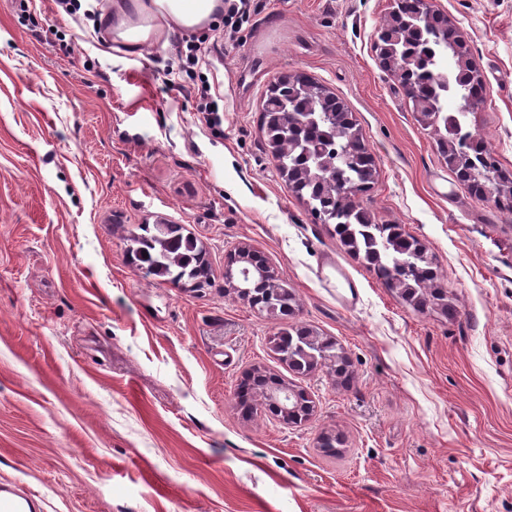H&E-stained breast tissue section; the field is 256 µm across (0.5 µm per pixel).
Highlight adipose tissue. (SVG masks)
Masks as SVG:
<instances>
[{
    "label": "adipose tissue",
    "instance_id": "adipose-tissue-1",
    "mask_svg": "<svg viewBox=\"0 0 512 512\" xmlns=\"http://www.w3.org/2000/svg\"><path fill=\"white\" fill-rule=\"evenodd\" d=\"M221 6L222 0H112L111 14L101 15L100 21L112 31L114 51L140 58L150 39L144 18L162 19L171 38L212 24Z\"/></svg>",
    "mask_w": 512,
    "mask_h": 512
}]
</instances>
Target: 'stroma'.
I'll return each instance as SVG.
<instances>
[{
  "label": "stroma",
  "instance_id": "obj_1",
  "mask_svg": "<svg viewBox=\"0 0 512 512\" xmlns=\"http://www.w3.org/2000/svg\"><path fill=\"white\" fill-rule=\"evenodd\" d=\"M391 2L259 0L207 59L213 129L176 41L126 58L54 0H0V491L26 488L33 512H512V214L455 179L382 67ZM432 6L485 79L471 125L512 172V0ZM295 72L347 104L377 170L358 201L426 247L449 312L403 301L289 191L260 113ZM143 224L183 225L210 287L143 277ZM240 246L292 290L287 321L225 293ZM329 261L351 306L321 284ZM285 323L341 346L348 380L290 370ZM254 367L303 388L313 417L243 416ZM200 79L203 85L197 111L202 112V114L204 115L203 118L205 119V122L209 126L213 127L220 125L221 117L219 115V101L223 102V99H221V95L219 92L216 93V91H214V95L211 94L212 86L209 82L208 77L206 79L205 77H200ZM211 105H214V108H211Z\"/></svg>",
  "mask_w": 512,
  "mask_h": 512
}]
</instances>
